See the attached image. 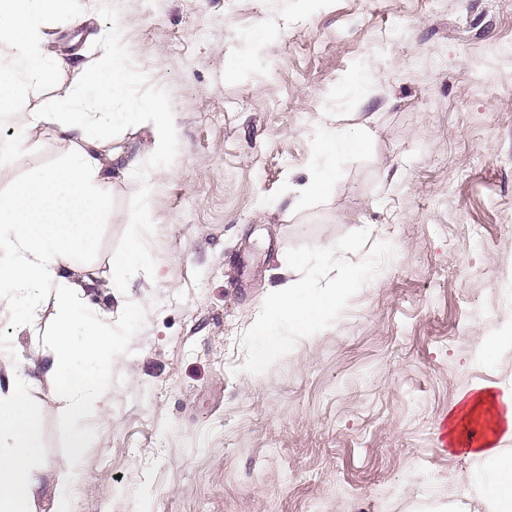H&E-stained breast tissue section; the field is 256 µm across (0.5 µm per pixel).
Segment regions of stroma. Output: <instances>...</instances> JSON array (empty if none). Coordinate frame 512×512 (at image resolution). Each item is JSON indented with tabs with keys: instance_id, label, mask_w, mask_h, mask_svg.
Wrapping results in <instances>:
<instances>
[{
	"instance_id": "1",
	"label": "stroma",
	"mask_w": 512,
	"mask_h": 512,
	"mask_svg": "<svg viewBox=\"0 0 512 512\" xmlns=\"http://www.w3.org/2000/svg\"><path fill=\"white\" fill-rule=\"evenodd\" d=\"M63 58L31 101L62 98L112 39L123 99L160 105L173 140L115 122L118 176L87 263L84 303L115 344L82 421L0 316V392L32 381L42 438L35 512H54L76 428L71 512H440L481 471L448 416L479 387L512 388V0H99L51 22ZM369 123L320 199L298 189L329 127ZM0 192L60 163L58 128L0 127ZM138 260L116 291L130 241ZM294 255L307 265L289 266ZM356 285L310 333L276 325L251 364L273 288ZM135 312L127 323L124 308Z\"/></svg>"
}]
</instances>
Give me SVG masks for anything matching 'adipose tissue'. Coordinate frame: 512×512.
I'll return each mask as SVG.
<instances>
[{"label":"adipose tissue","mask_w":512,"mask_h":512,"mask_svg":"<svg viewBox=\"0 0 512 512\" xmlns=\"http://www.w3.org/2000/svg\"><path fill=\"white\" fill-rule=\"evenodd\" d=\"M70 6L71 0H0V125L27 133L55 126L72 136L63 165L0 194V307L10 312L19 333L34 329L49 286L81 294L95 288L85 258L109 206L114 176L135 164L127 150L107 148L102 135L113 102L123 98L129 82L114 60L111 41L102 44L101 63L81 71L62 103L43 109L29 103V82L44 64L46 22L68 14ZM124 119L151 125L156 153H167L170 113L136 104ZM336 299L333 292L311 294L284 282L274 288L268 320L307 333L334 310ZM113 343L110 324L87 317L77 306L66 307L44 360L47 377L72 413L81 414L87 396L97 390V364ZM28 391V384L18 383L0 394V512H33L40 491L35 463L42 441L23 410ZM451 419L454 436L474 420L484 424L467 446L485 473L465 486L461 512H512V455L500 446L501 439L512 438V390H477Z\"/></svg>","instance_id":"adipose-tissue-1"}]
</instances>
